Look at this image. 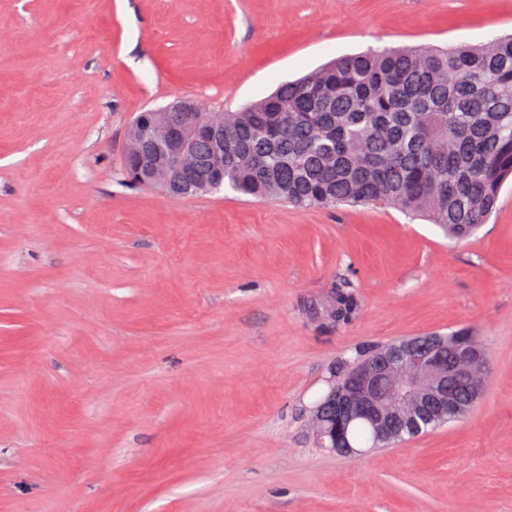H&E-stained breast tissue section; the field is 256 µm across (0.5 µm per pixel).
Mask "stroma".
<instances>
[{"instance_id":"1","label":"stroma","mask_w":512,"mask_h":512,"mask_svg":"<svg viewBox=\"0 0 512 512\" xmlns=\"http://www.w3.org/2000/svg\"><path fill=\"white\" fill-rule=\"evenodd\" d=\"M512 33V0H0V512H512V183L457 243L393 208L129 184L140 112H223L371 46ZM352 292L347 323L317 310ZM458 330L454 425L356 458L334 365Z\"/></svg>"}]
</instances>
